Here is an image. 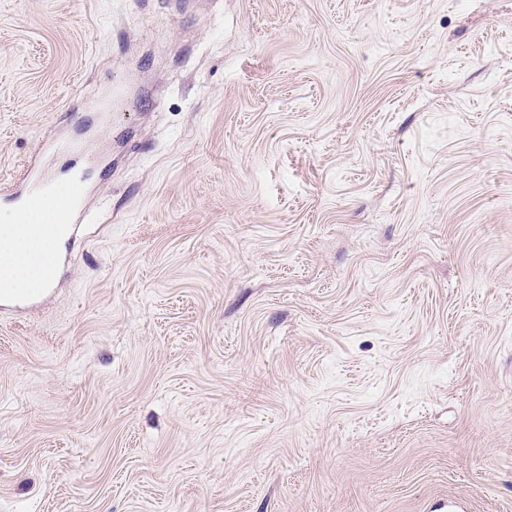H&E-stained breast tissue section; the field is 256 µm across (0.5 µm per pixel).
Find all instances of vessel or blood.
<instances>
[{
    "instance_id": "1",
    "label": "vessel or blood",
    "mask_w": 512,
    "mask_h": 512,
    "mask_svg": "<svg viewBox=\"0 0 512 512\" xmlns=\"http://www.w3.org/2000/svg\"><path fill=\"white\" fill-rule=\"evenodd\" d=\"M131 84L122 80L105 86L98 97L93 113L75 115L63 133L47 136L25 163L23 179L13 182L0 192V202L8 207L20 208L53 194L59 183L70 184L72 192L60 202V222L67 241H75L78 225L90 223L92 214L90 197L97 186L91 179L99 166H112L111 154L92 148L102 126L115 108L129 93ZM44 292L20 293L0 286V311L27 309L40 304Z\"/></svg>"
}]
</instances>
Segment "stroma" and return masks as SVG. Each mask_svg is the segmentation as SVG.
Listing matches in <instances>:
<instances>
[{"label":"stroma","mask_w":512,"mask_h":512,"mask_svg":"<svg viewBox=\"0 0 512 512\" xmlns=\"http://www.w3.org/2000/svg\"><path fill=\"white\" fill-rule=\"evenodd\" d=\"M125 74L0 512H512V0H0V185Z\"/></svg>","instance_id":"1"}]
</instances>
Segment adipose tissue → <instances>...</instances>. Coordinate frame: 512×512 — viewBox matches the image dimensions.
I'll list each match as a JSON object with an SVG mask.
<instances>
[{"label":"adipose tissue","mask_w":512,"mask_h":512,"mask_svg":"<svg viewBox=\"0 0 512 512\" xmlns=\"http://www.w3.org/2000/svg\"><path fill=\"white\" fill-rule=\"evenodd\" d=\"M56 206L45 199L35 213L0 216L7 231L0 237V282L11 287H34L40 281L39 261L60 235L51 218Z\"/></svg>","instance_id":"1"}]
</instances>
